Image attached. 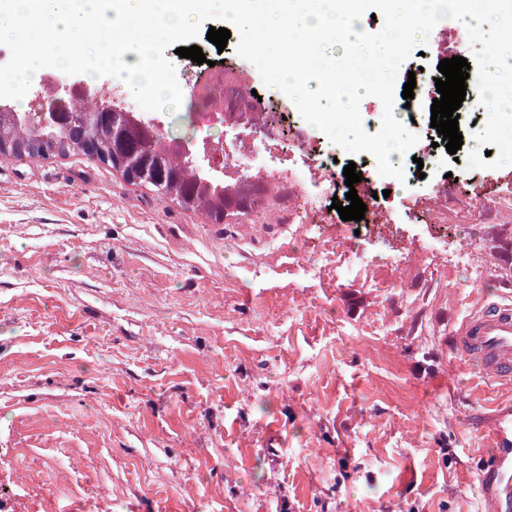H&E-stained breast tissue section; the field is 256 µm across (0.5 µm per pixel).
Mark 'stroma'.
I'll list each match as a JSON object with an SVG mask.
<instances>
[{"label": "stroma", "instance_id": "1", "mask_svg": "<svg viewBox=\"0 0 512 512\" xmlns=\"http://www.w3.org/2000/svg\"><path fill=\"white\" fill-rule=\"evenodd\" d=\"M230 37L181 90L258 69ZM425 260L288 275L277 224H213L80 152L0 158V512H479L512 386L452 349L512 293V216L406 224ZM465 237L473 250L452 251ZM30 468L47 491L17 486Z\"/></svg>", "mask_w": 512, "mask_h": 512}]
</instances>
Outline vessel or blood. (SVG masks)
<instances>
[{"label": "vessel or blood", "mask_w": 512, "mask_h": 512, "mask_svg": "<svg viewBox=\"0 0 512 512\" xmlns=\"http://www.w3.org/2000/svg\"><path fill=\"white\" fill-rule=\"evenodd\" d=\"M452 347L473 374L511 384L512 302L482 300L456 328ZM486 438L491 450L480 483L483 512H512V408L497 412Z\"/></svg>", "instance_id": "vessel-or-blood-1"}]
</instances>
